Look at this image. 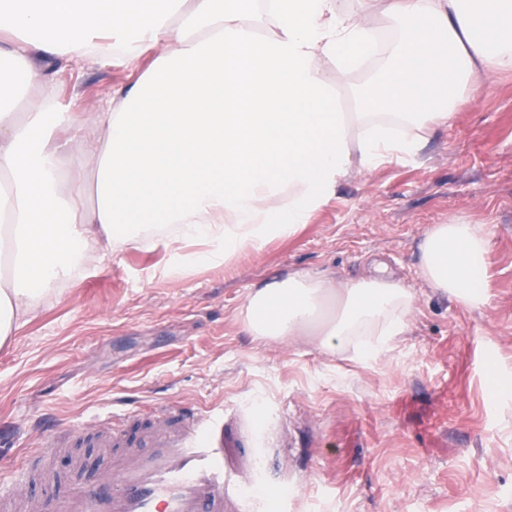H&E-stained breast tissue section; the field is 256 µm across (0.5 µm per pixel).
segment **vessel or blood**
Here are the masks:
<instances>
[{
    "label": "vessel or blood",
    "instance_id": "vessel-or-blood-1",
    "mask_svg": "<svg viewBox=\"0 0 512 512\" xmlns=\"http://www.w3.org/2000/svg\"><path fill=\"white\" fill-rule=\"evenodd\" d=\"M148 425L129 431L119 415L100 443L112 464L100 481L78 480L55 502L54 512H261L262 499L246 489H274L259 467L271 442L264 430L227 426L220 409L186 410L169 403L151 410ZM158 453L144 452L146 443ZM26 461L0 478V512H10L28 486Z\"/></svg>",
    "mask_w": 512,
    "mask_h": 512
}]
</instances>
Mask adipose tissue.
I'll return each mask as SVG.
<instances>
[{
  "label": "adipose tissue",
  "instance_id": "adipose-tissue-1",
  "mask_svg": "<svg viewBox=\"0 0 512 512\" xmlns=\"http://www.w3.org/2000/svg\"><path fill=\"white\" fill-rule=\"evenodd\" d=\"M377 2L0 0V98L25 93L22 112H0V345L36 297L136 243L137 225L223 243L227 260L261 249L309 223L351 171L417 156L461 89L512 70V0H387L397 35L380 42L356 111H340L356 53L377 40ZM149 50L151 68L118 102L66 111L52 92L76 59ZM73 147L91 172L67 170ZM488 247L484 225H431L420 274L481 307ZM412 312L385 267L350 281L297 270L254 285L243 321L259 339L311 336L364 361L404 335Z\"/></svg>",
  "mask_w": 512,
  "mask_h": 512
}]
</instances>
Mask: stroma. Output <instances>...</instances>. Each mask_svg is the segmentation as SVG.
I'll use <instances>...</instances> for the list:
<instances>
[{
  "mask_svg": "<svg viewBox=\"0 0 512 512\" xmlns=\"http://www.w3.org/2000/svg\"><path fill=\"white\" fill-rule=\"evenodd\" d=\"M137 65L83 58L56 78L61 104L93 108ZM414 158L355 173L309 224L229 263L165 229L90 263L0 346V470L52 442L59 487L109 452L74 443L70 423L177 401L223 409L266 431L267 465L301 484L288 512H512V72L480 77ZM490 234L487 303L473 309L419 276L433 224ZM385 264L415 295L405 335L360 362L317 345L262 341L240 317L250 288L294 270L363 276Z\"/></svg>",
  "mask_w": 512,
  "mask_h": 512,
  "instance_id": "stroma-1",
  "label": "stroma"
}]
</instances>
